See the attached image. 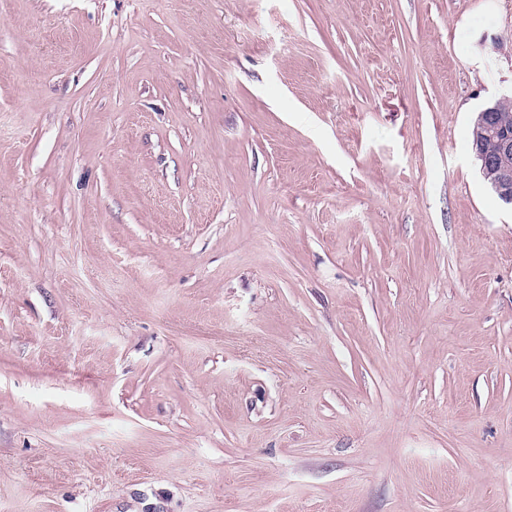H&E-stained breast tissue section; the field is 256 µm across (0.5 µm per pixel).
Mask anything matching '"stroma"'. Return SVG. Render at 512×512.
Instances as JSON below:
<instances>
[{"instance_id": "1", "label": "stroma", "mask_w": 512, "mask_h": 512, "mask_svg": "<svg viewBox=\"0 0 512 512\" xmlns=\"http://www.w3.org/2000/svg\"><path fill=\"white\" fill-rule=\"evenodd\" d=\"M512 0H0V512H512ZM498 106L499 102H496L478 112L473 129V150L481 163L483 177L501 202L512 207V168L499 163L500 157L512 154V137L502 133L504 122L495 123L491 112H498Z\"/></svg>"}]
</instances>
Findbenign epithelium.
I'll return each mask as SVG.
<instances>
[{
    "label": "benign epithelium",
    "mask_w": 512,
    "mask_h": 512,
    "mask_svg": "<svg viewBox=\"0 0 512 512\" xmlns=\"http://www.w3.org/2000/svg\"><path fill=\"white\" fill-rule=\"evenodd\" d=\"M498 106L496 102L478 113L473 129V150L481 163L483 177L501 202L512 206V168L499 163V158L512 154V136L503 132L504 124L494 120Z\"/></svg>",
    "instance_id": "7a95c632"
}]
</instances>
